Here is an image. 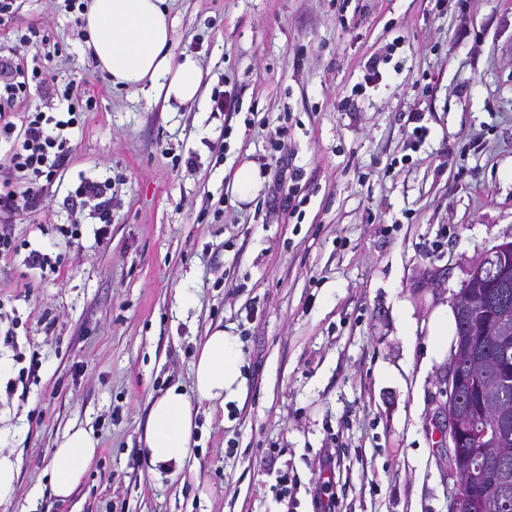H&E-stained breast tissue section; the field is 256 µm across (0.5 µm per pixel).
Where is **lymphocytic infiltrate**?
Segmentation results:
<instances>
[{
  "instance_id": "f902f5d3",
  "label": "lymphocytic infiltrate",
  "mask_w": 512,
  "mask_h": 512,
  "mask_svg": "<svg viewBox=\"0 0 512 512\" xmlns=\"http://www.w3.org/2000/svg\"><path fill=\"white\" fill-rule=\"evenodd\" d=\"M44 90L41 110L15 120L14 108L30 86ZM83 91L47 85L38 68L28 67L15 46L0 42V254L10 253L13 218L31 210L41 192V177L53 175L69 156L62 132L78 124L77 110Z\"/></svg>"
}]
</instances>
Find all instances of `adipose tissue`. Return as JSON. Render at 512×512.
<instances>
[{
    "label": "adipose tissue",
    "instance_id": "1",
    "mask_svg": "<svg viewBox=\"0 0 512 512\" xmlns=\"http://www.w3.org/2000/svg\"><path fill=\"white\" fill-rule=\"evenodd\" d=\"M166 0H90L84 14L88 45L97 67L113 84L143 92L165 103L185 104L198 98L203 85L199 61L190 55L174 59L169 52L172 20ZM452 306L437 305L427 331L431 357L440 360L456 340ZM243 360L236 336L218 328L204 336L192 364L193 391L174 386L154 399L141 437L142 452L154 468H180L192 451L197 403L223 407L241 389ZM97 453L92 432L68 430L59 442L52 467L55 497H69Z\"/></svg>",
    "mask_w": 512,
    "mask_h": 512
}]
</instances>
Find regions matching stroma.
Wrapping results in <instances>:
<instances>
[{"mask_svg":"<svg viewBox=\"0 0 512 512\" xmlns=\"http://www.w3.org/2000/svg\"><path fill=\"white\" fill-rule=\"evenodd\" d=\"M174 57H196L203 100L153 101L95 67L63 0H15L0 40L48 83L91 99L69 161L0 255V448L20 461L0 512H284L297 474L312 512L324 453L341 512H448L438 446L446 363L426 321L455 303L479 255L512 240V0H170ZM388 57L384 80L356 85ZM234 92L235 110L212 97ZM424 117L416 138L410 114ZM301 172L291 216L278 171ZM263 187L236 200L230 177ZM112 184L105 237L66 197ZM78 225L75 236L64 227ZM59 270L24 263L31 250ZM237 336L245 389L200 408L176 472L143 458L153 399L192 389L207 330ZM91 429L98 453L53 496L54 450ZM265 178L256 165L243 162L233 173L232 192L240 201L247 202L260 190Z\"/></svg>","mask_w":512,"mask_h":512,"instance_id":"35a3bbf8","label":"stroma"}]
</instances>
